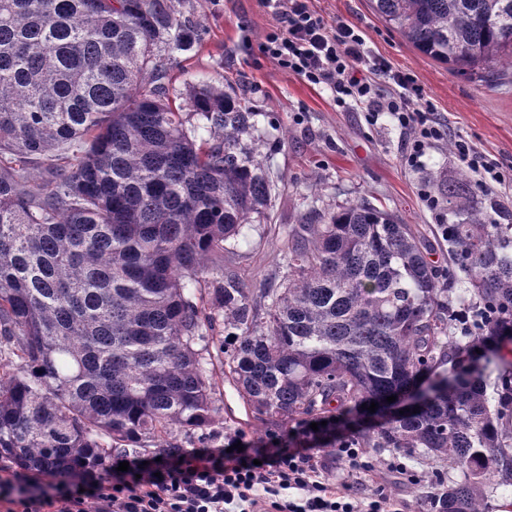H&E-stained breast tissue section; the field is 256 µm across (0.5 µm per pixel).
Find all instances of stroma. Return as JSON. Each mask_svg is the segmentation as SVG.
Here are the masks:
<instances>
[{"label": "stroma", "mask_w": 512, "mask_h": 512, "mask_svg": "<svg viewBox=\"0 0 512 512\" xmlns=\"http://www.w3.org/2000/svg\"><path fill=\"white\" fill-rule=\"evenodd\" d=\"M311 9L328 21L353 24L364 35L372 55L410 73L423 86L449 138L463 136L489 159L512 165V83L479 86L461 78L449 66L433 62L414 50L373 13L369 0H310ZM186 16L201 19L202 32L193 49L171 65L170 96L180 101L187 88L210 84L243 98L256 112L265 155V168L276 184L269 217L245 228L246 238L224 256V272L252 288H272L287 270L285 233L303 223L312 210L324 211L362 200L397 215L404 223L427 229L433 261L447 265L445 224L465 221L447 199L431 208L422 190L434 178L455 181L463 169L447 140L427 150L414 168L404 165V134L388 117L369 123L354 106H338L333 94L311 86L282 70L263 54L261 45L277 21L261 0H186ZM471 209L493 223L512 224V186L484 191L472 188ZM211 369L219 414L206 438H192L185 450L201 443L223 445L235 435L260 442L270 434L244 404L231 378L224 374V356L213 353ZM371 471L360 474L355 489L378 484L393 488V496L413 512L416 501L435 490L441 464L402 449H368ZM399 457L422 481L411 484L387 470L385 461Z\"/></svg>", "instance_id": "stroma-1"}]
</instances>
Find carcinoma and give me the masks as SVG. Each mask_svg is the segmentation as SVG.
I'll list each match as a JSON object with an SVG mask.
<instances>
[{"instance_id": "1", "label": "carcinoma", "mask_w": 512, "mask_h": 512, "mask_svg": "<svg viewBox=\"0 0 512 512\" xmlns=\"http://www.w3.org/2000/svg\"><path fill=\"white\" fill-rule=\"evenodd\" d=\"M184 3L0 0V462L59 475L128 446L182 450L219 411L222 324L224 375L262 422L373 415L351 447L458 469L436 475L431 507L490 512L486 487H512V390L489 398L474 363L432 376L471 346L512 384L494 347L512 337V225H448L444 270L428 236L360 201L288 226L278 287L224 276L225 244L267 216L274 183L236 95L200 85L189 111L173 104L170 65L201 26ZM370 3L464 79L512 81V0ZM460 273L473 317L454 336ZM425 382L416 414L386 401Z\"/></svg>"}]
</instances>
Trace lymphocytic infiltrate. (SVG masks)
I'll list each match as a JSON object with an SVG mask.
<instances>
[{
  "instance_id": "lymphocytic-infiltrate-1",
  "label": "lymphocytic infiltrate",
  "mask_w": 512,
  "mask_h": 512,
  "mask_svg": "<svg viewBox=\"0 0 512 512\" xmlns=\"http://www.w3.org/2000/svg\"><path fill=\"white\" fill-rule=\"evenodd\" d=\"M278 25L262 46L265 55L308 83L329 89L338 103H354L370 123L386 115L406 137L408 166L419 164L431 146L448 135L435 117L423 87L411 74L369 57L365 40L352 25L328 22L308 0H264ZM396 86V97L382 95L380 84ZM460 160L477 176L481 189L512 181L472 142L458 138ZM328 427L302 425L289 434L241 450L205 446L179 454L161 451L159 459L118 453L102 469L74 468L41 479L0 469V512H404L384 487L353 492L349 480L372 467L362 449L339 446L347 482L326 476L309 446L328 437ZM128 462L125 471L117 470Z\"/></svg>"
}]
</instances>
